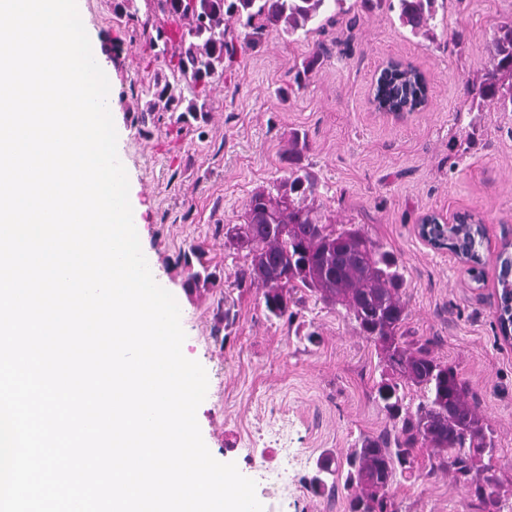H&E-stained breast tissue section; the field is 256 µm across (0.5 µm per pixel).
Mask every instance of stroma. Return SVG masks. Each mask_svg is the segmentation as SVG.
Returning <instances> with one entry per match:
<instances>
[{"label": "stroma", "mask_w": 512, "mask_h": 512, "mask_svg": "<svg viewBox=\"0 0 512 512\" xmlns=\"http://www.w3.org/2000/svg\"><path fill=\"white\" fill-rule=\"evenodd\" d=\"M78 2L112 66V118L145 256L208 377L198 423L213 457L255 477L264 512H347V490L326 498L309 488L316 461L326 451L345 460L359 435L387 425L379 351L344 310L309 296L293 319L270 320L258 288L182 287L178 256L190 246H203L221 274L243 263L224 227L241 223L254 192L286 177L296 132L308 142L301 163L319 180L315 206L329 223L361 226L403 265L407 338L431 340L433 356L466 382L492 430L499 491L512 501V340L497 323L495 265L473 281L417 233L425 215L455 212L481 219L492 243L512 231V112L474 106L471 95L512 0H438L427 38L360 0L305 36L267 30L256 46L239 45L233 69L207 86V122L180 131L164 117L137 120L160 71L149 32L115 16L112 0ZM321 46L326 55L304 72ZM390 59L412 63L429 88L426 105L400 119L370 103L374 73ZM310 330L317 344L305 341ZM390 496L397 512H481L468 485L422 449Z\"/></svg>", "instance_id": "obj_1"}]
</instances>
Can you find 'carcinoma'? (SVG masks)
<instances>
[{
	"label": "carcinoma",
	"mask_w": 512,
	"mask_h": 512,
	"mask_svg": "<svg viewBox=\"0 0 512 512\" xmlns=\"http://www.w3.org/2000/svg\"><path fill=\"white\" fill-rule=\"evenodd\" d=\"M151 18H161L182 27L156 28V39L163 40L159 54L170 76L156 77L146 91L141 123L156 112L169 114L171 124L205 121L207 100L198 95L188 98L181 80L205 86L224 73L238 54L234 43L225 38L224 25L242 21L252 29L245 35L251 45L255 36L275 28L294 36L309 32V25L320 17L344 11L346 0H151ZM437 0H389L401 25L414 35L429 36L436 18ZM113 11L129 19L138 17L137 0H113ZM490 67L480 77V101L512 111V21L496 30L490 50ZM427 100V86L413 68L390 67L379 74L374 102L384 112H413ZM307 141L298 133L290 138L288 161L294 168L273 186L257 191L244 206L243 223L225 231L233 249L244 253L245 263L233 273L237 288L262 289L267 317H292L290 306L297 305L298 290L316 299L345 309L355 329L366 340L377 344L385 367L392 376L378 384L377 395L391 427L373 435H363L351 445L346 465H335L322 454L316 472L309 480L314 493L334 497L339 489L352 490L348 512H395L388 495L397 475L413 471V451L424 447L432 466L446 467L468 483L483 505V512H512V502L501 500L497 478L483 463L481 454L492 456L494 442L488 427L469 402V389L456 369L438 361L429 343L405 339L407 319L404 300L405 277L398 258L383 249L356 226L336 227L323 221L311 203L318 191V180L306 167L298 165ZM462 235L448 232V250H461L473 261L472 279L480 281L479 263L483 236L480 219L464 213L458 216ZM204 252L190 247L179 256L182 286L194 293L214 288L221 278L203 260ZM419 392L416 405L406 401L405 388Z\"/></svg>",
	"instance_id": "1"
}]
</instances>
